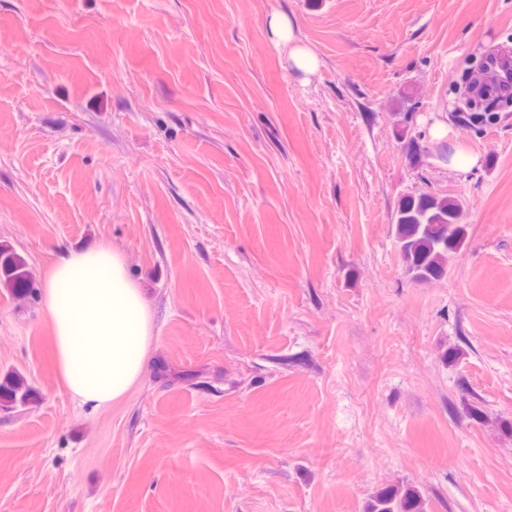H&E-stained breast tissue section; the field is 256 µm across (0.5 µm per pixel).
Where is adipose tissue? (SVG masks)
<instances>
[{"mask_svg": "<svg viewBox=\"0 0 512 512\" xmlns=\"http://www.w3.org/2000/svg\"><path fill=\"white\" fill-rule=\"evenodd\" d=\"M41 302L71 397L93 411L122 401L154 339L146 290L128 274L123 252L109 244L61 251L44 274Z\"/></svg>", "mask_w": 512, "mask_h": 512, "instance_id": "ef3b65f1", "label": "adipose tissue"}]
</instances>
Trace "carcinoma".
<instances>
[{
  "mask_svg": "<svg viewBox=\"0 0 512 512\" xmlns=\"http://www.w3.org/2000/svg\"><path fill=\"white\" fill-rule=\"evenodd\" d=\"M475 98L486 103L482 112L471 116L470 125L480 129L498 119L500 105L507 99L491 91H478ZM406 157L416 162L426 153L424 134H408L407 127L397 130ZM464 203L461 199L431 193L403 196L392 216L395 242L412 279L417 282L437 281L448 274V257L461 248L467 235V225L461 223ZM0 285L19 298L36 292L25 258L9 245L0 244ZM38 391L18 371L0 377V408L11 410L36 403ZM367 512H425V502L413 490L384 488L367 505Z\"/></svg>",
  "mask_w": 512,
  "mask_h": 512,
  "instance_id": "1",
  "label": "carcinoma"
}]
</instances>
